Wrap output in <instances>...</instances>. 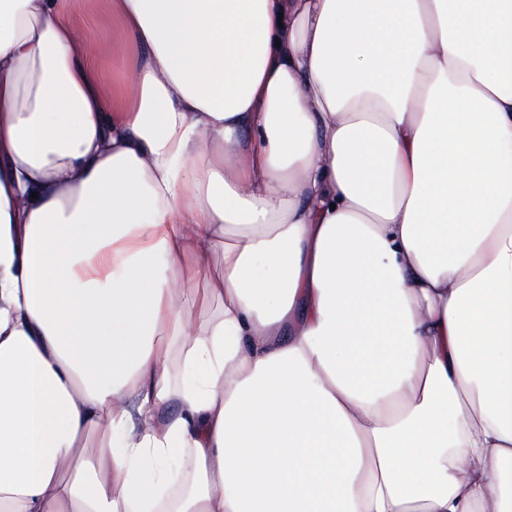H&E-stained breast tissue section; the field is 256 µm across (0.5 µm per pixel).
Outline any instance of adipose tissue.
I'll return each instance as SVG.
<instances>
[{
	"label": "adipose tissue",
	"mask_w": 512,
	"mask_h": 512,
	"mask_svg": "<svg viewBox=\"0 0 512 512\" xmlns=\"http://www.w3.org/2000/svg\"><path fill=\"white\" fill-rule=\"evenodd\" d=\"M0 0V512H512V0ZM107 0H79L77 10L74 14V23L92 44L98 41H105L109 46V54L102 63V78L109 84L112 83V56L121 58L127 64L132 62L134 50L123 42H112V28L116 27V22L112 19V13L106 6ZM112 46L114 55H112Z\"/></svg>",
	"instance_id": "ef3b65f1"
}]
</instances>
